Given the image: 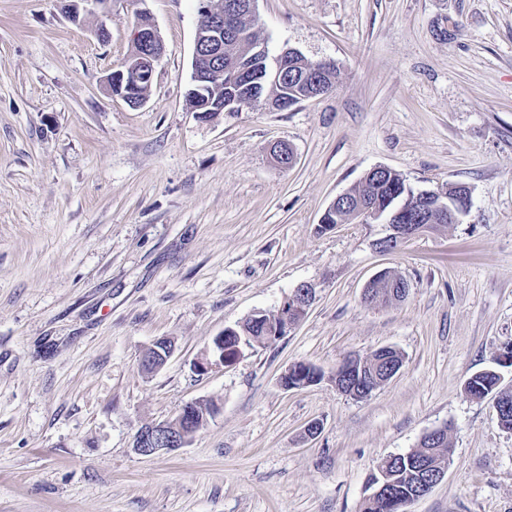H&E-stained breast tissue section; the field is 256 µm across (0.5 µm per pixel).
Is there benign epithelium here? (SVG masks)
<instances>
[{
    "instance_id": "1",
    "label": "benign epithelium",
    "mask_w": 512,
    "mask_h": 512,
    "mask_svg": "<svg viewBox=\"0 0 512 512\" xmlns=\"http://www.w3.org/2000/svg\"><path fill=\"white\" fill-rule=\"evenodd\" d=\"M112 0H61V10L73 23H79L89 14H107ZM201 23L196 32L193 60L192 83L186 94V106L189 111L198 114L206 110L211 112H235L242 109L247 102L260 99V89L252 85L236 86L231 92V102L216 98L213 86L221 71L215 69V62H224V33L233 29L238 16L216 7L213 0H200ZM134 42L142 47L137 59L128 58L120 68L109 73L105 78L108 91L114 97L122 99L129 106H140L143 99L135 95L141 76L145 73L154 75L163 55V43L150 13L142 11L134 33ZM258 54L266 58L268 77L275 81L280 72L289 68V60L300 58L302 54L292 48L282 50L271 57L265 48ZM333 68L330 62H316L304 69L291 72L293 93L300 95V88L313 85L317 90L306 94L311 98L325 94L326 87L319 81L326 72ZM417 206L397 205L391 210L359 207L353 212V218L361 223L379 221L389 225L390 234L380 242V250L392 252L400 249L407 241L431 229L433 224L427 219V209L437 210L450 224H458L468 213L471 204L470 192L450 200L435 191H421L416 194ZM314 298L312 286L303 284L288 296L290 310L297 306L309 307ZM191 415V405H186L173 418L162 423L146 426L135 436L133 448L141 455H151L161 450H174L185 446L191 438L187 432L186 417Z\"/></svg>"
}]
</instances>
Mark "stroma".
Returning a JSON list of instances; mask_svg holds the SVG:
<instances>
[{
	"label": "stroma",
	"instance_id": "35a3bbf8",
	"mask_svg": "<svg viewBox=\"0 0 512 512\" xmlns=\"http://www.w3.org/2000/svg\"><path fill=\"white\" fill-rule=\"evenodd\" d=\"M199 7L113 0L104 45L96 17L0 0V512H361L379 462L443 426L452 462L406 512H512V432L465 390L492 368L512 387V0H258L270 54L334 62L336 87L210 120L185 106ZM143 9L164 54L133 108L103 80ZM376 167L416 192L468 186L471 209L396 252L385 224L320 230ZM383 270L403 302L365 303ZM303 284L316 297L286 335L197 371ZM160 338L171 356L142 370ZM383 347L393 378L337 390L347 358ZM298 362L323 379L284 389ZM189 403L218 412L188 444L134 450Z\"/></svg>",
	"mask_w": 512,
	"mask_h": 512
}]
</instances>
